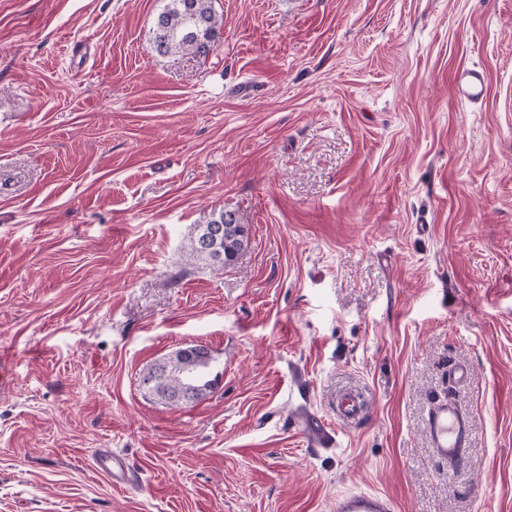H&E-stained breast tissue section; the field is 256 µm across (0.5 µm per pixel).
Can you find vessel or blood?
Returning <instances> with one entry per match:
<instances>
[{"instance_id": "obj_1", "label": "vessel or blood", "mask_w": 512, "mask_h": 512, "mask_svg": "<svg viewBox=\"0 0 512 512\" xmlns=\"http://www.w3.org/2000/svg\"><path fill=\"white\" fill-rule=\"evenodd\" d=\"M456 93L460 100L471 104L484 101L488 94L486 74L470 68L460 69L456 77ZM424 430L437 461L449 464L462 461L470 444L471 420L469 414L453 400L445 397L430 402ZM93 464L114 484L131 485L135 482L127 461L111 449H98ZM331 512H396V504L381 492H355L336 496Z\"/></svg>"}]
</instances>
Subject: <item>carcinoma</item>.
Here are the masks:
<instances>
[{"mask_svg":"<svg viewBox=\"0 0 512 512\" xmlns=\"http://www.w3.org/2000/svg\"><path fill=\"white\" fill-rule=\"evenodd\" d=\"M209 0H170L159 14L152 33V48L159 54L185 53L206 56L215 46L222 22ZM247 244L246 226L235 220V226L224 230L220 256L200 251L199 241L192 238L184 254L186 261H198L222 271L232 266ZM211 358L200 360L188 354H175L169 367L154 364L143 372L140 387L144 395L170 405L193 403L209 394L215 385L210 379Z\"/></svg>","mask_w":512,"mask_h":512,"instance_id":"carcinoma-1","label":"carcinoma"}]
</instances>
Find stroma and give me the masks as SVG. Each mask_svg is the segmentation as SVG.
<instances>
[{
	"label": "stroma",
	"mask_w": 512,
	"mask_h": 512,
	"mask_svg": "<svg viewBox=\"0 0 512 512\" xmlns=\"http://www.w3.org/2000/svg\"><path fill=\"white\" fill-rule=\"evenodd\" d=\"M211 2L203 57L152 50L169 0H0V512H512V0ZM222 209L238 262L186 264ZM190 344L215 389L144 396ZM456 93L460 100L476 104L488 94V81L484 71L462 68L456 77ZM424 430L438 462L459 464L470 444L471 420L467 412L449 399L430 402ZM95 468L114 484L133 485L135 477L123 456L109 448H99L93 457ZM395 501L381 492H355L336 495L331 512H395Z\"/></svg>",
	"instance_id": "35a3bbf8"
}]
</instances>
